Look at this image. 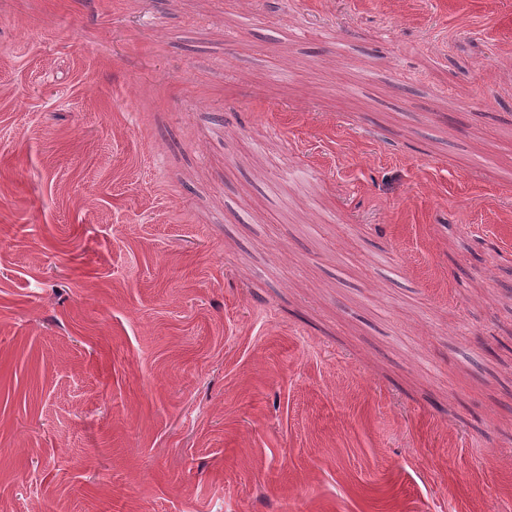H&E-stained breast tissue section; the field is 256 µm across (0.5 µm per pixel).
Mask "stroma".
Here are the masks:
<instances>
[{"instance_id":"1","label":"stroma","mask_w":512,"mask_h":512,"mask_svg":"<svg viewBox=\"0 0 512 512\" xmlns=\"http://www.w3.org/2000/svg\"><path fill=\"white\" fill-rule=\"evenodd\" d=\"M0 512H512V0H0Z\"/></svg>"}]
</instances>
